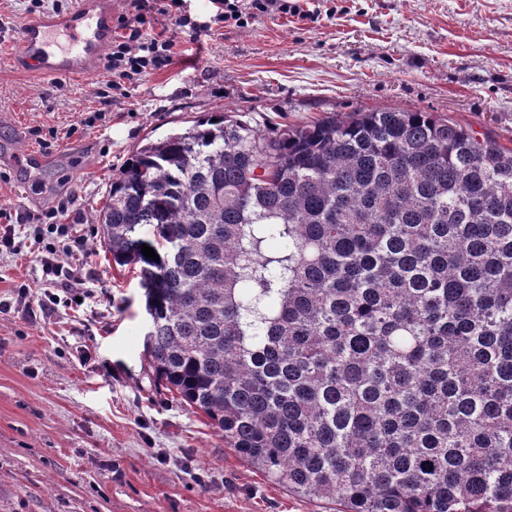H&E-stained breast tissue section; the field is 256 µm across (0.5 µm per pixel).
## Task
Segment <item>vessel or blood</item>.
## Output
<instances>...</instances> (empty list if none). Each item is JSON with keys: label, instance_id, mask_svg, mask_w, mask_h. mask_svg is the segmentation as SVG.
Returning a JSON list of instances; mask_svg holds the SVG:
<instances>
[{"label": "vessel or blood", "instance_id": "vessel-or-blood-1", "mask_svg": "<svg viewBox=\"0 0 512 512\" xmlns=\"http://www.w3.org/2000/svg\"><path fill=\"white\" fill-rule=\"evenodd\" d=\"M113 17L112 0H73L60 17L29 19L18 31L13 64L55 79L97 72L112 43Z\"/></svg>", "mask_w": 512, "mask_h": 512}]
</instances>
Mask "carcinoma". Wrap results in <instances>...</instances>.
<instances>
[{
  "mask_svg": "<svg viewBox=\"0 0 512 512\" xmlns=\"http://www.w3.org/2000/svg\"><path fill=\"white\" fill-rule=\"evenodd\" d=\"M97 223L155 386L271 481L512 512V148L421 110L219 112L138 149Z\"/></svg>",
  "mask_w": 512,
  "mask_h": 512,
  "instance_id": "obj_1",
  "label": "carcinoma"
}]
</instances>
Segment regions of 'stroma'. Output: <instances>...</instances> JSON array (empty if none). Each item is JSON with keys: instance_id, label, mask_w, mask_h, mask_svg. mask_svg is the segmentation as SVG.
Returning a JSON list of instances; mask_svg holds the SVG:
<instances>
[{"instance_id": "35a3bbf8", "label": "stroma", "mask_w": 512, "mask_h": 512, "mask_svg": "<svg viewBox=\"0 0 512 512\" xmlns=\"http://www.w3.org/2000/svg\"><path fill=\"white\" fill-rule=\"evenodd\" d=\"M309 17L217 27L210 0L172 64L131 89L104 74L49 79L10 64L20 24L50 0H0V148L49 156L0 169L12 218L60 204L88 239L92 293L36 311L41 255L17 230L0 254V512H334L225 448L203 415L144 372L142 289L112 263L94 218L145 140L214 112L269 131L358 108L435 112L512 147V0H308ZM208 474L197 484L195 473Z\"/></svg>"}]
</instances>
